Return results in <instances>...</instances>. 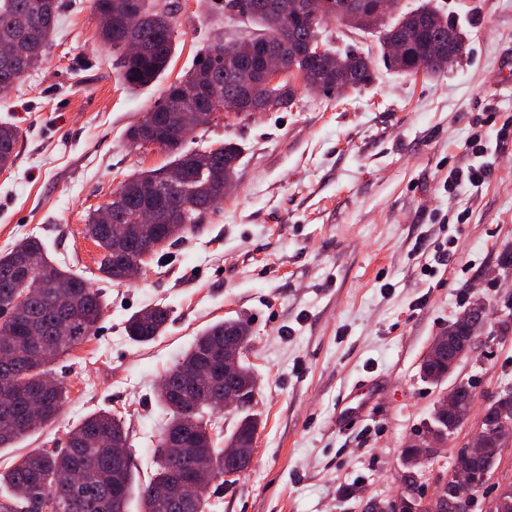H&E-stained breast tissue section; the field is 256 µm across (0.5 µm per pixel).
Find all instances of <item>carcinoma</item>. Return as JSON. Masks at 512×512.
I'll return each mask as SVG.
<instances>
[{
	"mask_svg": "<svg viewBox=\"0 0 512 512\" xmlns=\"http://www.w3.org/2000/svg\"><path fill=\"white\" fill-rule=\"evenodd\" d=\"M264 0H253L252 9L242 16L262 29L261 40L275 39L284 45L288 66L306 70L316 84L314 90L331 93L336 73L354 71L357 79L354 90L373 81L368 58L351 50L338 52L324 46V56L314 60L307 47L316 41L324 28V19L304 13L285 21L267 12ZM373 0H358L360 12L340 8L334 15L336 23L368 31L362 16ZM97 13L110 16L101 28V39L118 50H125V25L119 6L139 12L140 23L136 36L148 45V51L136 58L123 53L119 67L125 84L141 88L155 83L167 69L173 50V26L170 12L158 7L154 0H93ZM56 0H0V45L22 42L27 49L43 55L54 31ZM464 40L461 29L448 17L424 2L409 11H402L400 0H393L389 21L381 31L384 55L399 72L413 74L421 66L426 48L433 42L445 41L448 33ZM234 45L216 43L208 47L205 59L184 79L167 88L163 102L153 109L152 118L132 126L128 137H142L158 144L170 154V161L155 169L140 171L123 180L115 191H123L120 213L131 214L142 205H152L157 212L158 253L170 244L167 240L171 226L181 224V234L192 233L200 227L205 211L224 200V182L234 180L241 151L232 142H223L211 152L182 151L183 141L178 134L184 117L191 112H216L217 103L241 93V84L225 67V57ZM26 61L21 58H0V95H7L14 83H21ZM259 111L288 109L296 103L298 89L283 81L272 87L254 83L246 88ZM18 128L0 124V169L13 164L18 141ZM85 235L100 249L97 261L100 278L110 283L122 281L123 267L116 257V247L122 246L127 257L137 255L141 244L133 237L119 240L112 225L102 224L93 213L85 224ZM48 270L52 281L69 291L75 310L70 332L58 335L54 320L61 307L57 289L50 287L33 298L24 308L13 306L17 287L25 274L35 267ZM485 308L473 304L448 325L452 336H477L484 322ZM104 315L101 291L73 269L53 260L38 238H25L8 252L0 255V369L7 366L18 376V384L10 396L0 394V448L12 444L55 420L67 399L62 382L46 386L43 380L51 376L50 365L69 353L96 329ZM170 319L165 306L146 308L132 315L124 330L138 344L154 341L162 335ZM245 345L249 344L251 329L248 323L235 319L233 325L222 321L201 331L181 359L165 374L169 384L158 401L168 414L167 422L152 449L155 472L144 483H136L131 458L114 460L101 454L98 439L128 437L125 422L109 410L92 412L77 422L66 436L65 448L47 451L34 448L19 457L6 471L0 472V512H39L42 500L52 501V512H129L130 496L138 492L140 512H207L211 494L196 487L192 470L197 458L204 456L216 479L225 484L236 481L235 466L224 461V449L208 436L217 429V438L237 441L248 447L251 435L258 430L253 414L239 417L228 436L213 416L224 410V390L211 383H197L193 376L196 365L205 357L224 350L226 335ZM423 377L440 383L448 377V356L443 354L421 365ZM234 384L248 406L257 393L255 377L249 365L241 362ZM202 394L201 403L189 411L178 402L176 395L190 387ZM37 399L43 407V417L35 425L25 420L27 401ZM455 430L454 421L442 409L434 408L424 437L445 441ZM501 449L491 445L478 452L458 454L459 467L491 469Z\"/></svg>",
	"mask_w": 512,
	"mask_h": 512,
	"instance_id": "obj_1",
	"label": "carcinoma"
}]
</instances>
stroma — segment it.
Returning a JSON list of instances; mask_svg holds the SVG:
<instances>
[{"mask_svg": "<svg viewBox=\"0 0 512 512\" xmlns=\"http://www.w3.org/2000/svg\"><path fill=\"white\" fill-rule=\"evenodd\" d=\"M170 11L174 51L163 76L129 88L99 38L92 0H57L41 63L7 96L0 122L19 128L15 160L0 171V252L42 240L84 274L100 250L84 235L90 213L126 175L166 164L135 148L128 128L164 99L215 41L256 32L218 0H158ZM467 36L444 73L408 76L387 65L377 30L329 23L331 47L369 53L368 86L344 98L300 92L288 111L223 112L185 149L225 141L242 150L223 201L199 232L166 247L142 276L104 284L93 335L54 366L68 399L57 419L0 450V470L33 448L60 449L91 412L121 415L140 480L166 412L165 372L208 325L250 320L247 355L260 419L248 469L212 484V512H368L404 488L432 497L486 407L512 390V0H432ZM487 150L474 157L473 137ZM481 162L482 185L448 189V172ZM486 308L470 351L439 384L420 366L434 339L474 303ZM170 309L166 331L132 342L126 320ZM476 390L467 420L432 461L408 467L405 448L443 393ZM365 399L372 420L344 428L341 406Z\"/></svg>", "mask_w": 512, "mask_h": 512, "instance_id": "35a3bbf8", "label": "stroma"}]
</instances>
